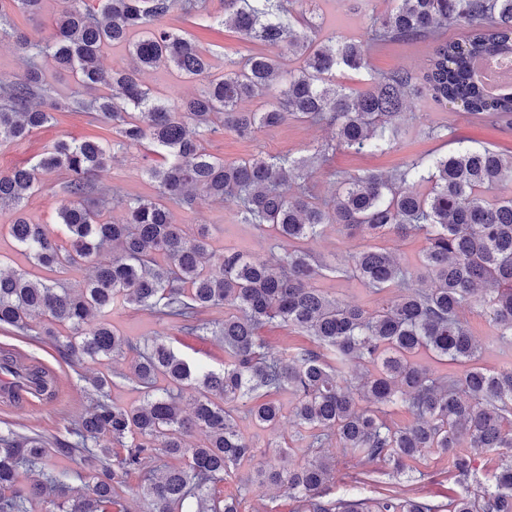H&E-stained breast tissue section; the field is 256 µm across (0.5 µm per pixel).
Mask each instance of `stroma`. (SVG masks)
<instances>
[{"label": "stroma", "instance_id": "35a3bbf8", "mask_svg": "<svg viewBox=\"0 0 512 512\" xmlns=\"http://www.w3.org/2000/svg\"><path fill=\"white\" fill-rule=\"evenodd\" d=\"M308 7L316 22L321 24L324 34L339 33L350 37L362 36L374 13H383L392 7L391 0H369L364 8H357L356 0H309ZM172 27L187 30L193 34L201 47L217 56L240 58L250 53L251 44L242 41L232 30L216 33L208 28L206 15L186 16L174 12L169 19ZM429 44L416 46L375 47L369 51V67L372 71L383 72L405 67L422 71L427 63ZM440 123L447 125L448 136L442 140L426 138L425 129ZM407 133L381 155L357 153L340 149L331 154L328 162L314 168L308 180L314 195L322 201L333 202L336 197L335 173L352 174L376 171L389 174L405 163L426 153H445L455 148L457 142L475 141L496 149L512 146V124L500 123L489 126L456 107L439 108L430 100L410 101L402 117ZM107 125L89 121L75 112H63L57 123L47 125L33 132L27 138L0 149V172L28 166L35 162L45 146L60 139H82L87 136H108ZM333 131L323 125L288 121L276 128L262 129L252 139L242 140L228 131H217L209 136L207 149L225 161H239L257 155L309 156L314 146L331 140ZM158 157L144 146H133L119 151L102 173L99 185L103 188L121 186L125 195L150 196L154 193L152 183L144 176V169L156 163ZM175 223L184 225L188 232H196L199 226H206L214 249L236 248L253 257L267 261L273 255L287 248L285 239L270 229H258L249 224L239 223L232 203L204 201L191 211L174 210ZM336 298L374 310L380 307L382 298L365 288L358 280L349 277L327 275L316 282ZM479 346L480 363L489 369L500 368L506 358L499 351L491 328L479 307L466 309L463 313ZM113 324L127 336L151 337L163 334L174 349L183 357L198 360L221 368L224 364V346L211 336H190L179 326L170 323L158 325L147 312L133 308L113 315ZM19 353L28 362L43 365L56 377L57 391L53 398H35L20 402L12 409H0V428H12L22 435H38L48 443H55L64 437L67 427L85 413L90 400L84 391L89 377L100 370L99 364L89 361L69 364L63 361L54 347L45 340L34 336L18 334L10 329H0V351ZM328 456L336 460L338 478L331 489L333 497H354L366 502L380 498V484L364 480L363 467L358 460L337 445L325 448ZM397 488L416 493L432 501H447L456 485L451 476V462L447 455L429 453L424 459L410 463L400 475Z\"/></svg>", "mask_w": 512, "mask_h": 512}]
</instances>
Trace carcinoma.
I'll list each match as a JSON object with an SVG mask.
<instances>
[{"mask_svg": "<svg viewBox=\"0 0 512 512\" xmlns=\"http://www.w3.org/2000/svg\"><path fill=\"white\" fill-rule=\"evenodd\" d=\"M44 0H0V42L22 55L25 72L0 78V148L44 127L57 112L90 115L110 123L118 140L59 139L28 167L0 173V208L14 219L1 224L34 266L52 273L81 267L98 252L108 260L82 284L39 278L27 270L0 271V327L47 340L71 362L104 364L131 356L126 372L89 379L91 404L68 428L58 450L77 455L88 472V493L72 495L70 477L48 467L52 449L39 436L0 429V512H132L118 489L138 475L142 512H241L244 494L224 495V480L255 458V447L237 419L270 432L288 418L311 457L294 465L259 464L248 479L285 488L294 512H512V363L497 370L477 364L479 347L462 311L482 307L494 335L512 349V148L492 150L459 143L444 154H426L383 174L337 176L336 202L319 201L306 185L310 165H324L339 147L383 152L401 133L408 102L425 96L462 108L497 125L512 122V88L490 96L473 76L475 59L512 57V0H397L370 17L361 40L333 34L307 16L304 0H220L210 16L256 45L242 61L224 58L212 74L210 53L167 24L171 14L206 10L207 0H63L52 31L35 40L10 21L6 7L34 21ZM463 23L450 40L440 29ZM428 42L426 71L396 69L369 75L354 91L336 73L367 68L369 49ZM125 44L129 67L106 70L100 54ZM72 74L91 98L58 94L46 82L42 60ZM158 68L198 82L190 96L166 97L145 85ZM261 109L243 112L245 99ZM324 124L336 131L308 158L288 155L226 162L210 153L205 136L223 128L241 139L288 120ZM149 142L163 163L146 168L151 197L101 191L98 174L119 150ZM66 175L57 211L72 241L64 248L46 224L24 214L44 177ZM430 185L426 193L419 191ZM231 200L242 224L272 228L288 240L273 263L242 250H214L208 231L187 233L173 223L171 205L192 210L201 198ZM124 205L120 223L104 219L109 200ZM336 225L350 237L420 235L425 246L416 268L401 265L384 248L349 253L346 268L375 294H399L369 311L316 288L323 272L340 268L301 247ZM222 306L224 321L208 324L202 311ZM127 308L178 323L187 334L216 336L224 368L211 370L181 357L162 338H133L112 327ZM279 324L309 337L307 344L274 348L261 328ZM426 354L462 367L437 376L418 361ZM374 370L362 371L364 367ZM0 373L16 386L43 394L56 388L52 372L0 354ZM132 383L142 402L132 408L110 400L113 378ZM166 387L158 389L157 381ZM293 397L283 412L280 397ZM366 401L369 407H360ZM411 415L399 427L389 408ZM199 433L201 444L187 437ZM349 450L363 472L400 475L408 462L431 451L448 455L460 491L448 502L386 493L376 510L351 498L332 499L336 462L320 449L331 442ZM499 455L492 486L472 487L471 454ZM180 464L172 465L170 461ZM39 472V478L23 480Z\"/></svg>", "mask_w": 512, "mask_h": 512, "instance_id": "carcinoma-1", "label": "carcinoma"}]
</instances>
